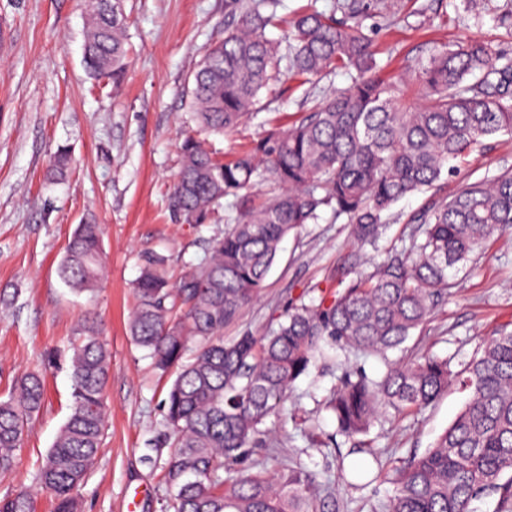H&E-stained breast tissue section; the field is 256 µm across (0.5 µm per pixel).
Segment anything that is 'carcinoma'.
I'll list each match as a JSON object with an SVG mask.
<instances>
[{
    "label": "carcinoma",
    "instance_id": "cac0c4a2",
    "mask_svg": "<svg viewBox=\"0 0 512 512\" xmlns=\"http://www.w3.org/2000/svg\"><path fill=\"white\" fill-rule=\"evenodd\" d=\"M112 4L92 0L84 61L96 79L117 83L129 57L124 18ZM372 6L339 0L340 18L298 13L283 40L272 42L265 29L277 18L279 0H228L224 38L210 45L193 74L190 108L199 133L180 145L170 209L180 223L200 227L230 197L236 217L208 240V257L185 262L174 283L168 256H140L130 333L154 366L173 376L164 399L173 446L164 466L165 512H317L319 483L302 466L270 476L243 463L268 435L267 423L280 420L293 384L336 347L385 364L376 377L347 368L336 378L324 407L347 438L367 435L383 412H421L452 386L469 393L422 455L378 471L392 486L385 512H479L487 500L493 512H512V331L491 337L456 371L429 351L402 362L388 358L451 294L448 272L512 229L511 170L432 202L409 220L419 225L409 245L389 250L373 272L331 296L290 305L267 335L222 337L258 298L290 231L328 208L351 224L357 245L375 248L400 200L436 192L455 161L487 139L512 134L511 57L479 40L435 49L419 70L420 98L407 101L377 74L362 26ZM337 71L350 74L349 85L316 100L299 122L225 161L208 146V136L256 114L282 75L310 82ZM68 161V150L58 148L49 177L63 178ZM261 182L273 188L259 199L254 189ZM103 268L101 225H76L61 280L91 293ZM74 335L78 343L64 359L71 413L34 477L51 495L53 512H79V491L106 429L109 352L97 317L86 315ZM44 400L37 372L21 374L0 394V472L16 467ZM0 512H35L32 495L0 497Z\"/></svg>",
    "mask_w": 512,
    "mask_h": 512
}]
</instances>
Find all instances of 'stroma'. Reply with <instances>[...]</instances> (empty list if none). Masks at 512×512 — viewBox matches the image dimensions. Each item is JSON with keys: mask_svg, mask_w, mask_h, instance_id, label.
I'll return each instance as SVG.
<instances>
[{"mask_svg": "<svg viewBox=\"0 0 512 512\" xmlns=\"http://www.w3.org/2000/svg\"><path fill=\"white\" fill-rule=\"evenodd\" d=\"M87 0H0V393L23 372L46 370L47 397L19 453L15 471L0 473V496L31 491L36 512H50L48 494L32 474L71 412L67 368H45L52 348L70 350L73 328L94 312L110 353L105 390L108 425L98 462L79 492L81 512H162L163 466L170 446L164 398L172 382L157 370L129 332L141 253L170 258L179 277L185 260L206 255L204 241L223 223L204 228L176 223L169 196L180 167L179 144L192 128L189 90L205 50L224 35L226 0H123L130 64L120 84L94 79L83 60ZM363 22L384 77L413 96L414 74L431 48L478 38L512 55V0H387ZM345 75L318 85L288 79L276 99L262 98L256 116L214 137L221 155L249 147L270 129L302 118L309 93L346 87ZM67 147L63 179L47 176L51 155ZM512 169V136L486 140L449 175L437 194L400 201L379 250L354 244L345 219L323 210L317 223L291 231L261 298L225 327L224 338L277 328L288 307L317 288L326 292L372 271L389 248L409 239L410 218L433 197ZM103 228L104 272L94 293L76 294L58 277L68 240L81 221ZM438 306L408 349H428L453 364L469 361L502 329L512 330V233L491 238L452 278ZM344 354L300 378L277 422L275 437L254 451L250 466L267 471L293 464L315 473L320 499L336 512H382L388 484H345L347 463L376 458L387 468L422 454L464 407L456 388L429 408L388 418L363 445L338 436L321 405Z\"/></svg>", "mask_w": 512, "mask_h": 512, "instance_id": "35a3bbf8", "label": "stroma"}]
</instances>
